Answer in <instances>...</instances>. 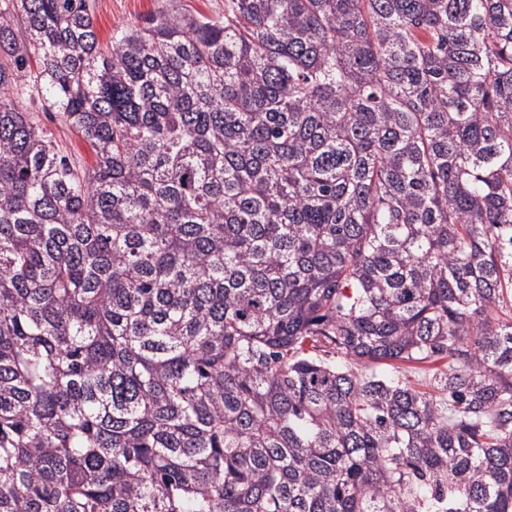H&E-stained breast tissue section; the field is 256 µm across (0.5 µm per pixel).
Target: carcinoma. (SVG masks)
<instances>
[{"instance_id": "carcinoma-1", "label": "carcinoma", "mask_w": 512, "mask_h": 512, "mask_svg": "<svg viewBox=\"0 0 512 512\" xmlns=\"http://www.w3.org/2000/svg\"><path fill=\"white\" fill-rule=\"evenodd\" d=\"M91 2L0 0V512H512V0ZM171 3V0H93V21L101 48L110 44L114 29L144 26L146 19ZM174 4L186 13H202L224 19V0H174ZM38 118L47 131L53 134L70 159L88 166L95 163L96 158L92 146L66 124L62 113L43 112L39 109Z\"/></svg>"}]
</instances>
